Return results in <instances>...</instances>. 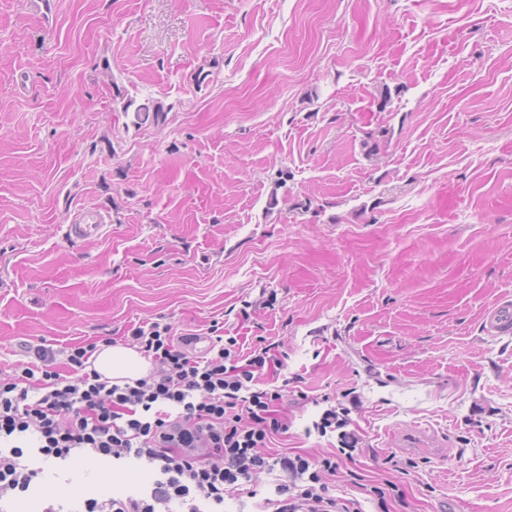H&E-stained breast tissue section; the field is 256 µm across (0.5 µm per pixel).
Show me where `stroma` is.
Segmentation results:
<instances>
[{
	"label": "stroma",
	"mask_w": 512,
	"mask_h": 512,
	"mask_svg": "<svg viewBox=\"0 0 512 512\" xmlns=\"http://www.w3.org/2000/svg\"><path fill=\"white\" fill-rule=\"evenodd\" d=\"M104 235L65 233L79 208ZM512 0H0V372L157 318L273 344L290 429L379 512H512ZM443 435L445 457L399 448ZM150 466L46 469L68 501ZM484 330L490 335H507L512 333V300L502 299L483 314ZM374 481L377 483L371 485L370 489H367V491L370 496H373V498L377 500L378 507L381 511H390L389 507L392 505L389 504V501L400 502L405 505L403 494L398 490V487L394 482L388 479Z\"/></svg>",
	"instance_id": "35a3bbf8"
}]
</instances>
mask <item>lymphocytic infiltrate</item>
Segmentation results:
<instances>
[{"label": "lymphocytic infiltrate", "instance_id": "f902f5d3", "mask_svg": "<svg viewBox=\"0 0 512 512\" xmlns=\"http://www.w3.org/2000/svg\"><path fill=\"white\" fill-rule=\"evenodd\" d=\"M127 342L153 364L141 378L91 369L109 337L73 345L61 365L53 348L33 347L32 360L0 377V512L37 491L44 466L76 457L142 460L154 479L134 493L85 497L73 512H220L225 494L263 473L277 477L269 512H363L359 500L330 494L326 483L359 443L348 418L330 409L318 425L340 429L337 451L274 450L288 423L283 387L260 385L279 363L272 346L245 353L236 337L219 336L198 356L159 321L133 328Z\"/></svg>", "mask_w": 512, "mask_h": 512}]
</instances>
